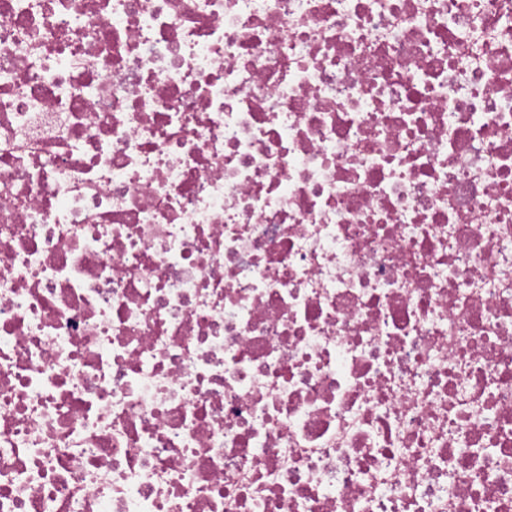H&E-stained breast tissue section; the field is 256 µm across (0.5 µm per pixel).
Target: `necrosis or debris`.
<instances>
[{
    "mask_svg": "<svg viewBox=\"0 0 512 512\" xmlns=\"http://www.w3.org/2000/svg\"><path fill=\"white\" fill-rule=\"evenodd\" d=\"M0 512H512V0H0Z\"/></svg>",
    "mask_w": 512,
    "mask_h": 512,
    "instance_id": "4bbe7bcc",
    "label": "necrosis or debris"
}]
</instances>
